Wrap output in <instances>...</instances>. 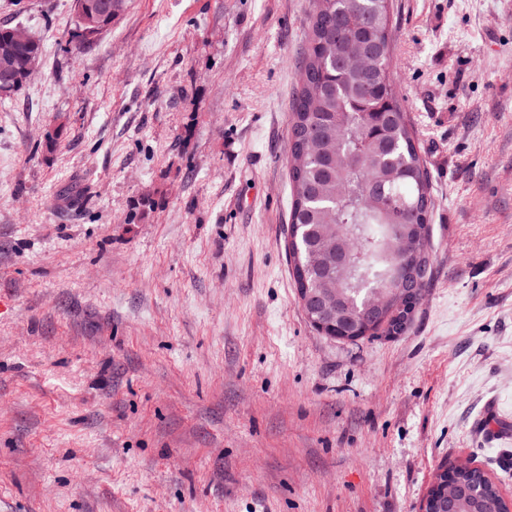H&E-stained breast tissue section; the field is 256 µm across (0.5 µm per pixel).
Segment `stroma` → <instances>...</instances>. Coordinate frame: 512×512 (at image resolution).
I'll return each instance as SVG.
<instances>
[{
	"label": "stroma",
	"mask_w": 512,
	"mask_h": 512,
	"mask_svg": "<svg viewBox=\"0 0 512 512\" xmlns=\"http://www.w3.org/2000/svg\"><path fill=\"white\" fill-rule=\"evenodd\" d=\"M310 5L134 0L75 52L72 0H0L45 47L0 100V512H419L458 462L512 499V0H394L433 274L354 342L288 262Z\"/></svg>",
	"instance_id": "35a3bbf8"
}]
</instances>
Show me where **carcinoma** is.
<instances>
[{
    "mask_svg": "<svg viewBox=\"0 0 512 512\" xmlns=\"http://www.w3.org/2000/svg\"><path fill=\"white\" fill-rule=\"evenodd\" d=\"M71 48L90 44L112 29L131 0H74ZM391 0H312L307 46L291 103L289 129L292 201L288 253L295 288L314 297L328 286L341 289L348 317L377 325L371 294L399 287L392 269L399 263L429 268L430 181L415 132L403 108L393 74ZM0 74L10 70L6 97L17 94L41 58L43 43L19 36V27L0 26ZM363 48L371 73L350 70L347 54ZM386 200H367L370 184ZM348 240L353 262L341 278L312 264L313 255L339 237ZM457 493L448 499L430 490L434 512H509L497 485L478 467L447 470Z\"/></svg>",
    "mask_w": 512,
    "mask_h": 512,
    "instance_id": "cac0c4a2",
    "label": "carcinoma"
}]
</instances>
